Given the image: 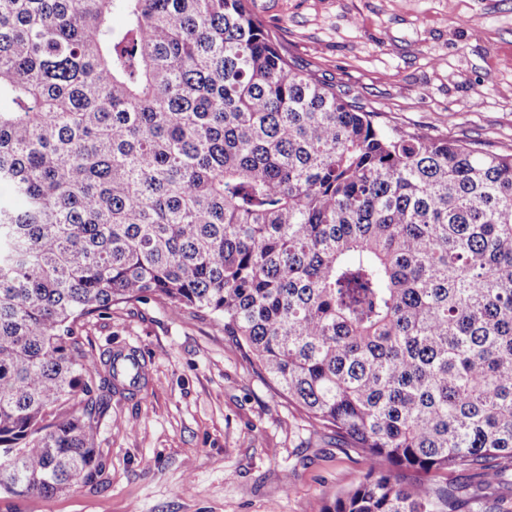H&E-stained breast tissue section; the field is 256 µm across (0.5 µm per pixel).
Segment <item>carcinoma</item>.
<instances>
[{
	"label": "carcinoma",
	"mask_w": 512,
	"mask_h": 512,
	"mask_svg": "<svg viewBox=\"0 0 512 512\" xmlns=\"http://www.w3.org/2000/svg\"><path fill=\"white\" fill-rule=\"evenodd\" d=\"M372 116L249 0H0V490L100 469L97 384L144 364L78 326L153 296L361 458L325 512H503L512 153Z\"/></svg>",
	"instance_id": "obj_1"
}]
</instances>
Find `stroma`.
Masks as SVG:
<instances>
[{
  "mask_svg": "<svg viewBox=\"0 0 512 512\" xmlns=\"http://www.w3.org/2000/svg\"><path fill=\"white\" fill-rule=\"evenodd\" d=\"M293 64L387 129L512 153V0H250ZM95 357L133 353L95 429L102 471L0 512H323L357 454L274 393L224 324L146 298L79 328Z\"/></svg>",
  "mask_w": 512,
  "mask_h": 512,
  "instance_id": "obj_1",
  "label": "stroma"
}]
</instances>
